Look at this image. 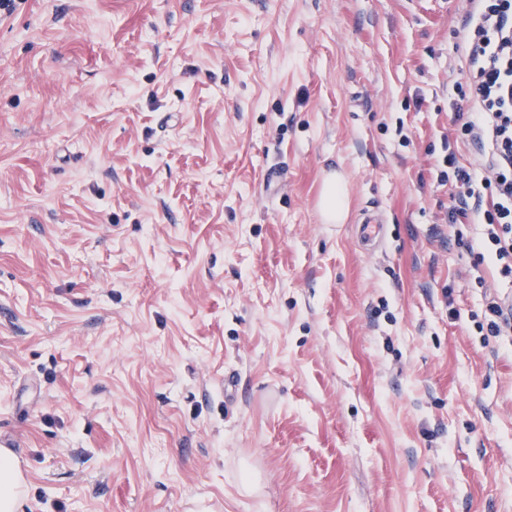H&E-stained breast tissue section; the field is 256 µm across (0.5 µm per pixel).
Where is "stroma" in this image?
Returning a JSON list of instances; mask_svg holds the SVG:
<instances>
[{
  "mask_svg": "<svg viewBox=\"0 0 512 512\" xmlns=\"http://www.w3.org/2000/svg\"><path fill=\"white\" fill-rule=\"evenodd\" d=\"M465 9L18 0L0 18L18 512H512V342L477 330L512 281L470 252L479 226L456 241L440 182ZM334 169L342 224L320 217Z\"/></svg>",
  "mask_w": 512,
  "mask_h": 512,
  "instance_id": "35a3bbf8",
  "label": "stroma"
}]
</instances>
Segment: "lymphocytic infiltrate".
Instances as JSON below:
<instances>
[{"instance_id":"f902f5d3","label":"lymphocytic infiltrate","mask_w":512,"mask_h":512,"mask_svg":"<svg viewBox=\"0 0 512 512\" xmlns=\"http://www.w3.org/2000/svg\"><path fill=\"white\" fill-rule=\"evenodd\" d=\"M473 2L462 45L466 89L454 119L480 161L467 167L448 156L455 204L446 219L480 225L479 249L512 279V0Z\"/></svg>"}]
</instances>
